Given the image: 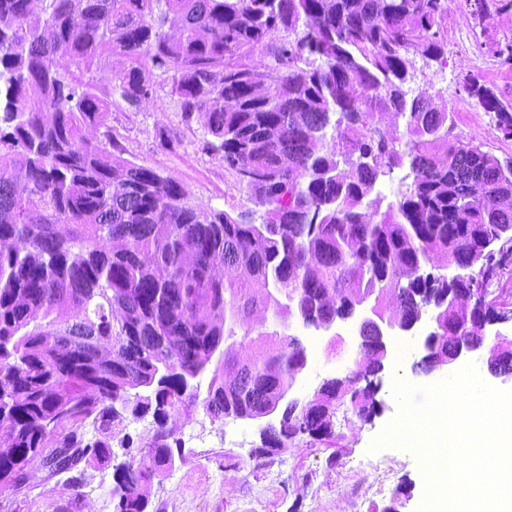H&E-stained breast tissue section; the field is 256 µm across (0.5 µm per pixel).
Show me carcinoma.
<instances>
[{
  "label": "carcinoma",
  "instance_id": "obj_1",
  "mask_svg": "<svg viewBox=\"0 0 512 512\" xmlns=\"http://www.w3.org/2000/svg\"><path fill=\"white\" fill-rule=\"evenodd\" d=\"M447 13L448 0H0V512L38 456L76 492L85 466L112 468L113 512H149L181 451L168 421L199 406L279 408L265 459L331 439L321 405H280L306 349L285 336L266 348L253 311L327 321L367 297L385 315L394 290L403 320L432 306L440 351L476 329L512 277V160L458 143L448 112L408 97L409 54L444 58ZM112 55L125 65L101 83ZM63 57L76 70L60 72ZM164 82L185 120L205 117L224 165L252 174L241 186L262 222L194 206L118 156L112 92L136 106ZM463 88L512 138V105L475 77ZM405 163L411 184L380 210L377 178ZM436 256L467 274L433 276ZM461 293L482 306L456 307ZM373 336L366 365L326 388L358 417L377 407L353 390L376 366ZM148 416L152 440L119 458L117 435Z\"/></svg>",
  "mask_w": 512,
  "mask_h": 512
}]
</instances>
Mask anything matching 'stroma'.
Wrapping results in <instances>:
<instances>
[{
    "label": "stroma",
    "mask_w": 512,
    "mask_h": 512,
    "mask_svg": "<svg viewBox=\"0 0 512 512\" xmlns=\"http://www.w3.org/2000/svg\"><path fill=\"white\" fill-rule=\"evenodd\" d=\"M443 31L448 36L446 63L413 55L411 89L427 92L434 106L449 112L453 134L461 143L481 147L499 160H512V139L500 132L494 114L462 89L464 77L475 75L501 101L512 104V64L503 63L497 53L498 44L512 40V13L490 12L478 26L466 0H448ZM108 124L123 159L175 179L191 204L231 214L253 209L221 153L212 150L205 118L184 121L168 89L158 90L136 107L113 95ZM284 323L306 348L307 369L295 387L300 399H312L324 378L355 370L356 343L334 352L323 332L303 328L294 316L283 322L268 320L265 329L271 333ZM416 358L412 348L405 360L389 359L377 394L381 413L373 422L337 411L333 439L296 444L271 461L255 453L260 445L257 425L214 421L200 409L175 414L168 426L182 443V455L154 481L153 512H384L391 505L398 512H418L426 483L416 454L395 446L370 448L399 411L392 394L394 378L431 385L453 374L449 368L429 377L414 374ZM111 489L108 468L87 470L77 493L65 477L49 479L34 468L15 509L113 512Z\"/></svg>",
    "instance_id": "obj_1"
}]
</instances>
